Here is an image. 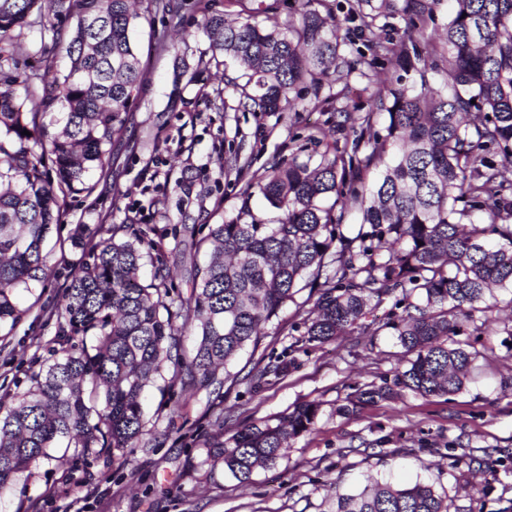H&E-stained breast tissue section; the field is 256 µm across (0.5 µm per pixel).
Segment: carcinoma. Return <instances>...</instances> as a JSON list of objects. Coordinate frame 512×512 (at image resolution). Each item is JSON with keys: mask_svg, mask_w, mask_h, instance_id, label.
I'll return each instance as SVG.
<instances>
[{"mask_svg": "<svg viewBox=\"0 0 512 512\" xmlns=\"http://www.w3.org/2000/svg\"><path fill=\"white\" fill-rule=\"evenodd\" d=\"M454 2L441 56L427 35L432 7L422 0H347L341 17L330 0H297L282 22L270 4L236 0L243 20L204 17L212 59L229 56L255 79L254 93L241 89L238 104L224 109L299 112L307 107L293 95L301 84L315 106L324 92L346 102L356 74L374 87L368 108L353 114L346 104L339 114L359 136L349 150L317 161L275 159L253 175L236 217L208 225L202 243L210 260L194 266L191 292L175 309L166 303L169 274L143 248L146 232L129 239L114 224L86 242L76 228L87 259L55 310L59 355L10 405L0 404V493L43 460L67 464L71 452L126 462L144 432L146 387L158 380L223 387L219 369L258 346L263 329L305 289L313 298L309 343L394 331L403 368L359 391L356 403L462 391L483 356L471 337L489 329L474 313L496 306V291L512 292V0ZM136 5L0 0V69L14 61L15 40L36 27L41 34V66L22 80L24 95L11 78L0 87V329L23 314L19 292L48 285V234L67 199L95 191L91 175L104 172L122 141L144 80ZM48 14L76 26L67 34ZM397 16L406 42L386 33ZM63 47L70 64L60 76ZM383 59L414 69L420 82L379 80ZM431 59L437 83L417 67ZM370 170L378 174L367 183ZM253 187L278 212L274 222L252 213ZM351 210L357 230L347 234ZM147 259L155 274L145 284ZM388 296L402 313L379 317ZM180 317L196 321L190 352ZM317 414V404L302 403L226 438L220 411L206 461L248 484L256 468L276 465L291 440L313 430ZM62 441L63 453L52 455ZM334 512H448V503L431 484L376 480L357 493L336 491Z\"/></svg>", "mask_w": 512, "mask_h": 512, "instance_id": "cac0c4a2", "label": "carcinoma"}]
</instances>
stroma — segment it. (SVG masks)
<instances>
[{
    "instance_id": "obj_1",
    "label": "stroma",
    "mask_w": 512,
    "mask_h": 512,
    "mask_svg": "<svg viewBox=\"0 0 512 512\" xmlns=\"http://www.w3.org/2000/svg\"><path fill=\"white\" fill-rule=\"evenodd\" d=\"M177 20L155 12L148 0L138 11L135 38L146 66L134 105L135 122L125 135L133 146L112 157L118 179L98 176L94 193L69 199L62 223L45 243L53 275L38 295L21 294L24 314L0 338V397L26 390L30 377L50 359L57 325L51 310L81 261L72 243L75 225L90 235L115 224L128 233L144 229L175 284L171 300L191 291L197 249L209 225L235 217L253 172L272 157L307 159L352 144L351 128L337 129L335 104L306 112L264 114L225 111L247 78L235 64L215 66L200 24L204 13L236 18L235 0H177ZM167 30L168 49L153 35ZM187 77L174 73L178 60ZM224 85L223 101L212 89ZM305 312L288 304L277 325L267 326L259 347L230 368L220 393L174 384L149 388L144 400L146 433L127 464L111 455L76 457L67 465L42 462L0 495V512H330L332 483L356 493L370 481L433 483L448 495L449 512H512V307L490 311L491 347L478 359L463 390L423 399L406 394L343 413L357 390L392 375L401 348L392 330L376 336L352 333L314 346L303 341ZM292 361L287 376L252 378L276 359ZM314 402L313 430L291 441L277 465L257 470L242 486L222 466L206 464L214 435L213 414L232 411L225 433ZM501 451L507 463L481 474L455 464L476 450Z\"/></svg>"
}]
</instances>
